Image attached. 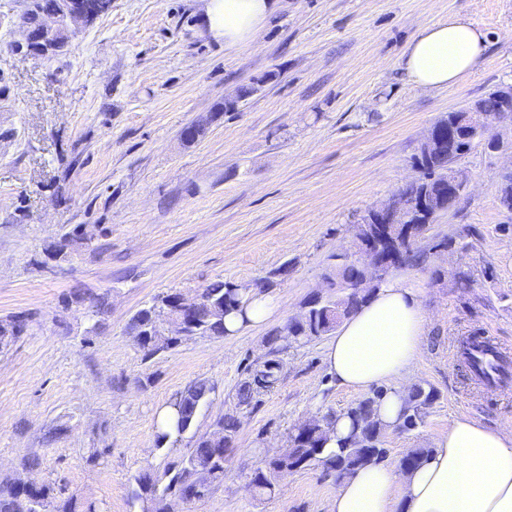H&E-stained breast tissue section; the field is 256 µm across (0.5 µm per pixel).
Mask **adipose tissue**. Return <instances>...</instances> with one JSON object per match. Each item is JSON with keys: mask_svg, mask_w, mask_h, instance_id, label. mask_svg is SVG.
Returning <instances> with one entry per match:
<instances>
[{"mask_svg": "<svg viewBox=\"0 0 512 512\" xmlns=\"http://www.w3.org/2000/svg\"><path fill=\"white\" fill-rule=\"evenodd\" d=\"M276 6L277 0H206L207 30L225 46H238ZM484 50L482 31L451 18L419 32L404 67L413 83L443 88L473 69ZM427 326L418 290L394 278L337 327L325 350L327 371L340 387L365 392L386 385L377 404L385 428L401 421ZM330 512H512V430L453 417L420 466L358 469L337 489Z\"/></svg>", "mask_w": 512, "mask_h": 512, "instance_id": "ef3b65f1", "label": "adipose tissue"}]
</instances>
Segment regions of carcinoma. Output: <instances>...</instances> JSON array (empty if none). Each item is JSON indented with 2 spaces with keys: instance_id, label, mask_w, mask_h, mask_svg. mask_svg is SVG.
Wrapping results in <instances>:
<instances>
[{
  "instance_id": "carcinoma-1",
  "label": "carcinoma",
  "mask_w": 512,
  "mask_h": 512,
  "mask_svg": "<svg viewBox=\"0 0 512 512\" xmlns=\"http://www.w3.org/2000/svg\"><path fill=\"white\" fill-rule=\"evenodd\" d=\"M59 5V0H31L23 23L29 29L36 30L45 17L57 10ZM471 149L472 142L461 140L450 153L448 141L445 140L429 155L417 153L413 160L423 170L424 179L403 188L402 193L411 196L424 195L431 213L437 208H444L448 204V197L442 191L447 186L445 175L448 168ZM369 215L370 212H365L354 225L355 249L336 256V263L327 274L330 287L336 289L335 294L327 297L326 301L311 306L302 320L289 323L288 337H269L268 343L273 357L256 364L250 370L247 380L239 385L236 391L238 405L249 407L258 402L260 395L272 391L278 385L282 372V364L275 358L280 351L278 342L284 340L290 344H306L330 334L341 320L355 313L376 291L374 287L366 288L360 293L343 289V284L360 274L356 255L371 237ZM252 288L263 290L267 288V284L256 283L250 286L221 279L209 283L203 288L205 302L194 311L184 335L141 337L145 358L170 350L193 336L224 335V315L240 310L245 304V296ZM177 297L175 292L154 297L151 304L137 311L132 321L144 327H159L168 319L170 301ZM73 298L78 302H89L94 316L108 312V297L104 294L75 293ZM8 326L14 332L8 336L0 333V351L8 348L24 332L27 316L18 313L0 320V328ZM212 391V385L205 379L191 382L172 403L176 418L170 429L158 432V441L167 442L190 430L201 404ZM382 395L383 391L379 390L356 401L342 412V415L351 419L353 430L340 441L337 452L325 453V445L329 441L325 428L336 418V414L314 417L306 425H294L288 435V445L265 456L253 469L250 476L253 491L259 496H270L275 493L277 479L282 473L306 467L320 465L342 480L364 465L385 461L388 451L383 446L384 428L375 409ZM436 399L437 393L432 388L416 386L411 389L402 415V426L412 430L422 424ZM239 426L238 419L223 416L216 422L214 431L199 437L188 454L172 463L163 476L142 473L135 477L137 490L133 491V498L140 504L141 512H168V498L196 489L207 492L212 484L223 481L226 455L231 451ZM52 492L53 488L47 484L27 488L16 483H1L0 512H41L52 499Z\"/></svg>"
}]
</instances>
